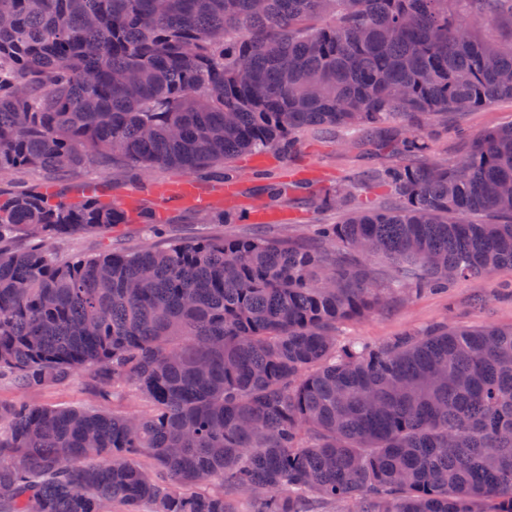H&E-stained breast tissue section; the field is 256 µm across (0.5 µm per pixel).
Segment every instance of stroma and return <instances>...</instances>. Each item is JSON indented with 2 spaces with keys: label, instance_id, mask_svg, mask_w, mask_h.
Segmentation results:
<instances>
[{
  "label": "stroma",
  "instance_id": "obj_1",
  "mask_svg": "<svg viewBox=\"0 0 512 512\" xmlns=\"http://www.w3.org/2000/svg\"><path fill=\"white\" fill-rule=\"evenodd\" d=\"M453 122L470 135L491 127L512 124V100L454 117ZM297 152L292 158L275 151L267 152L269 172L280 178L301 175L299 185L289 187L280 196L263 191V182L248 167L247 160L233 161L241 182L242 193L230 199L216 200L217 209L232 210L236 219L230 224H208L195 208L186 206L169 212L163 233L152 232L144 224H116L111 230L86 234L65 241L67 253L91 256L113 249L146 248L203 238L254 237L306 240L314 225L337 224L342 211L325 206L323 200L336 187L352 178L367 175L399 162L397 154L377 151L368 135L353 128L331 132L298 133ZM272 212V222L258 224L249 212L254 206ZM512 282V272L502 270L480 279H466L444 293H423L407 301H393L382 313L347 321L339 325L338 334L370 343H383L392 337L413 332L439 321L455 325L481 327L512 322V295L501 292L503 284ZM20 401L49 408L71 407L98 410H123L145 413L149 405L129 388L102 395L95 391L89 376L74 373L66 383L40 391H28L11 377H0V404Z\"/></svg>",
  "mask_w": 512,
  "mask_h": 512
}]
</instances>
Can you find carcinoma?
<instances>
[{"label":"carcinoma","instance_id":"1","mask_svg":"<svg viewBox=\"0 0 512 512\" xmlns=\"http://www.w3.org/2000/svg\"><path fill=\"white\" fill-rule=\"evenodd\" d=\"M0 174L224 169L311 126L410 154L423 125L512 100V0H0ZM408 135L388 127L395 117ZM323 247L206 238L65 258L130 212L0 190V374L88 372L146 414L0 405V512H512V323L381 344L342 321L512 270V126L387 167ZM382 256L404 289L332 249ZM151 458L152 474L138 459ZM219 484L218 492L205 488ZM200 488L194 493L185 487Z\"/></svg>","mask_w":512,"mask_h":512}]
</instances>
